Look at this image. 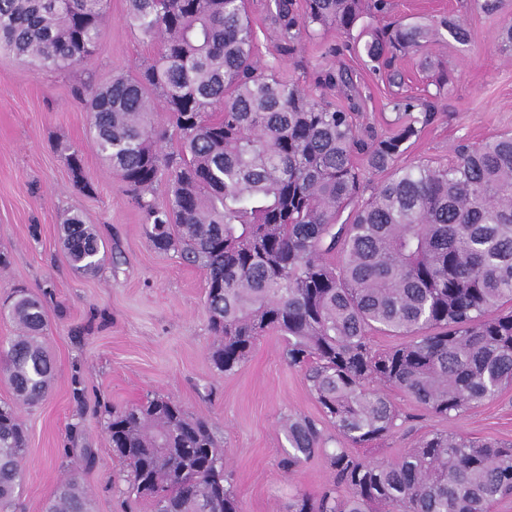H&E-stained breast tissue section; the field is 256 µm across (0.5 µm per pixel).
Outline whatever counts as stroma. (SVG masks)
I'll use <instances>...</instances> for the list:
<instances>
[{"mask_svg": "<svg viewBox=\"0 0 512 512\" xmlns=\"http://www.w3.org/2000/svg\"><path fill=\"white\" fill-rule=\"evenodd\" d=\"M126 10L127 0H108L110 20L97 53L68 71L41 70L0 53V254L6 258L0 303L19 288L43 301L44 341L53 364L47 395L19 410L27 448L17 512H43L70 475L89 490L94 512H151L148 502L129 497V468L113 454L105 425L110 409L155 395L208 420L242 512H288L294 496L320 494L335 482L320 455L292 470L281 466L289 452L287 417H321L302 370L284 360L285 340L274 332L263 335L234 372L213 367L204 273L177 253L154 249L141 211L90 137L78 89L135 72L157 54L156 43L126 24ZM451 15L464 20L467 43L445 36L423 51L397 56L392 69L398 84L366 72L332 29L297 42L276 74L309 86L321 71L346 69L360 91L359 123L372 135L391 131L393 95L432 105L433 121L410 140L400 162H450L458 143L512 133V58L493 48L501 15L476 10L469 0H391L389 12L375 18L384 25ZM442 68L455 90L440 97L434 81ZM68 147L79 151L93 194L74 189L64 160ZM66 212L96 225L112 251L96 275H78L66 258ZM389 396L409 420L393 436L359 449V456L396 461L434 430L512 441V388L449 418L398 390ZM73 424L96 453L92 466L69 450Z\"/></svg>", "mask_w": 512, "mask_h": 512, "instance_id": "stroma-1", "label": "stroma"}]
</instances>
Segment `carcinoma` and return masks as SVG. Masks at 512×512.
<instances>
[{"label": "carcinoma", "instance_id": "carcinoma-1", "mask_svg": "<svg viewBox=\"0 0 512 512\" xmlns=\"http://www.w3.org/2000/svg\"><path fill=\"white\" fill-rule=\"evenodd\" d=\"M277 52L333 28L352 40L374 73L392 56L417 53L441 37L465 38L456 17L383 27L364 22L388 0H274ZM107 0H0V47L23 63L66 71L90 59L102 38ZM126 23L158 44L135 73L89 83L94 144L143 214L155 249L174 251L206 275V307L219 342L217 370L230 372L259 336L286 337L283 357L304 378L338 446L319 423L285 421L292 468L321 454L333 487L296 496L288 512H490L512 495V442L433 431L401 460L353 454L395 434L408 420L395 388L448 417L512 385V135L460 144L448 164L397 165L429 124L430 105L395 96L396 130L358 138L356 104L334 107L275 64L256 59L246 0H128ZM494 49L512 55V21ZM353 101L351 76H318ZM175 131L180 151L160 143ZM385 174L368 198L355 154ZM73 185L87 195L80 155L65 154ZM168 187L167 202L155 190ZM62 243L79 273L107 260L96 227L63 221ZM336 255L331 263L326 256ZM17 336L0 343L15 402L0 404V512H11L27 447L18 408L47 393L52 363L41 338L47 315L20 291L0 317ZM403 341L376 351L370 333ZM112 451L130 467L129 494L153 512H241L208 423L154 397L110 412ZM45 512H92L75 477L63 480Z\"/></svg>", "mask_w": 512, "mask_h": 512}]
</instances>
